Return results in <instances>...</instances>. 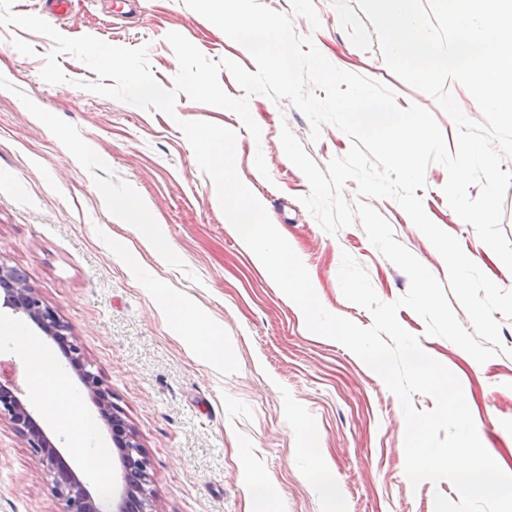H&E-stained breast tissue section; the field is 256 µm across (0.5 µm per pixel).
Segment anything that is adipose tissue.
<instances>
[{"mask_svg":"<svg viewBox=\"0 0 512 512\" xmlns=\"http://www.w3.org/2000/svg\"><path fill=\"white\" fill-rule=\"evenodd\" d=\"M166 307L169 323L196 354L223 363L226 351L222 329L183 299L169 297ZM0 336L20 348L31 371L35 396L42 401L47 416L70 433L74 465L86 469L100 487H108L110 451L87 447L88 425L82 420L81 397L62 375L57 359L16 325L0 324Z\"/></svg>","mask_w":512,"mask_h":512,"instance_id":"1","label":"adipose tissue"}]
</instances>
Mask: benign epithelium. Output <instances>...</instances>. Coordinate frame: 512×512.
<instances>
[{
    "mask_svg": "<svg viewBox=\"0 0 512 512\" xmlns=\"http://www.w3.org/2000/svg\"><path fill=\"white\" fill-rule=\"evenodd\" d=\"M1 306L32 321L52 341L69 339V326L43 300L40 292L29 287L15 269L0 264ZM70 363L97 408L98 416L112 424V437L118 450L122 469V490L113 505L114 512H154L150 485V462L136 436L126 431L122 409L112 402V390L98 374L88 369L82 349L72 342ZM22 389L14 376L0 373V419H7L27 442L32 455L38 458L51 477L52 495L58 505L56 512H99L86 483L73 471L58 468L62 454L36 424L33 411L24 400Z\"/></svg>",
    "mask_w": 512,
    "mask_h": 512,
    "instance_id": "7a95c632",
    "label": "benign epithelium"
}]
</instances>
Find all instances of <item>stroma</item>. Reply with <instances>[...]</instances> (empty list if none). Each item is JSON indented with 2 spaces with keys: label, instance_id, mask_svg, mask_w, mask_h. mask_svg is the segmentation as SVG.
Listing matches in <instances>:
<instances>
[{
  "label": "stroma",
  "instance_id": "obj_1",
  "mask_svg": "<svg viewBox=\"0 0 512 512\" xmlns=\"http://www.w3.org/2000/svg\"><path fill=\"white\" fill-rule=\"evenodd\" d=\"M320 20L294 30L312 38L327 60L383 82L400 107L415 103L436 118L448 150L458 128L429 95L396 77L357 0H313ZM12 11L46 19L68 37L95 36L127 48L147 46L155 78L172 88L179 65L168 32L185 36L208 59L229 58L249 72L250 54L183 0H72L62 18L45 0H13ZM52 41L0 26V263L26 274L45 303L71 328L85 360L112 390L150 460L156 512H253L249 487L263 483L283 512H325L324 491L303 451L315 448L336 480L344 512H434V497L457 500L447 480L411 486L405 474L404 415L381 377L344 345L311 332L297 305L231 231L214 183L204 175L178 120L234 130L236 169L295 249L322 305L359 326L372 316L347 301L338 272L350 254L378 297L392 302L409 286L355 224L325 232L302 205L306 177L280 142L289 126L326 167L350 138L332 125L318 141L289 101L256 95L253 139L233 112L179 95L174 115L145 111L79 89L97 75L71 54L57 61L64 84L40 76ZM263 152L268 167L254 164ZM446 169L430 165L417 195L430 219L455 236L466 255L503 290L512 271L464 223L443 193ZM124 199L154 218L156 246L112 209ZM403 244L439 280L446 265L391 198L373 200ZM185 296L224 330L228 355L216 369L193 355L168 326L164 292ZM423 349L459 379L486 450L512 473V320L501 319L509 355L477 363L454 343L425 334L412 310L397 314ZM40 462L9 420H0V512H55Z\"/></svg>",
  "mask_w": 512,
  "mask_h": 512
}]
</instances>
